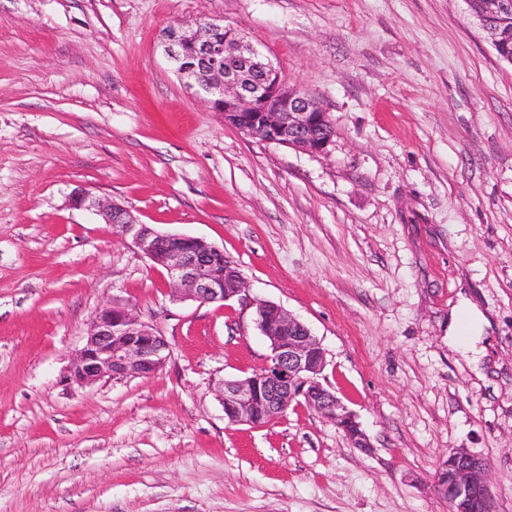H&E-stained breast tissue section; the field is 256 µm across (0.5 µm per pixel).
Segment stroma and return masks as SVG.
I'll list each match as a JSON object with an SVG mask.
<instances>
[{
	"instance_id": "35a3bbf8",
	"label": "stroma",
	"mask_w": 512,
	"mask_h": 512,
	"mask_svg": "<svg viewBox=\"0 0 512 512\" xmlns=\"http://www.w3.org/2000/svg\"><path fill=\"white\" fill-rule=\"evenodd\" d=\"M205 17L320 102L327 153L187 87L162 34ZM79 186L223 249L251 305L174 300ZM462 291L493 323L481 379L448 345ZM257 300L320 339L369 449L304 405L228 423L217 386L271 353ZM106 303L171 358L66 386ZM453 448L512 512V63L465 0H0V512H448Z\"/></svg>"
}]
</instances>
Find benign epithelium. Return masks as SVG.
<instances>
[{"label":"benign epithelium","mask_w":512,"mask_h":512,"mask_svg":"<svg viewBox=\"0 0 512 512\" xmlns=\"http://www.w3.org/2000/svg\"><path fill=\"white\" fill-rule=\"evenodd\" d=\"M492 47L512 42V0H477L473 12ZM212 20L193 27L171 26L164 52L175 71L224 123L267 142L312 154L327 152L333 130L327 113L311 95L283 84L272 64L244 35L232 29L215 36ZM237 61L225 67L224 60ZM70 204L91 212L112 227L153 263L163 267L173 297L200 304L248 303V288L238 271L220 277L213 261L223 249L182 234H164L142 224L123 206L75 189ZM256 324L270 342L262 368L242 379H226L217 390L231 424L261 427L283 416L292 405L317 411L340 429L353 447L367 449L369 438L356 415L321 381L326 352L321 341L284 307L257 301ZM171 357L167 340L130 310L104 306L93 315L82 348L66 367L63 380L84 387L108 377L154 376ZM489 462L455 449L438 466L434 489L448 501L449 512H498L489 486Z\"/></svg>","instance_id":"1"}]
</instances>
